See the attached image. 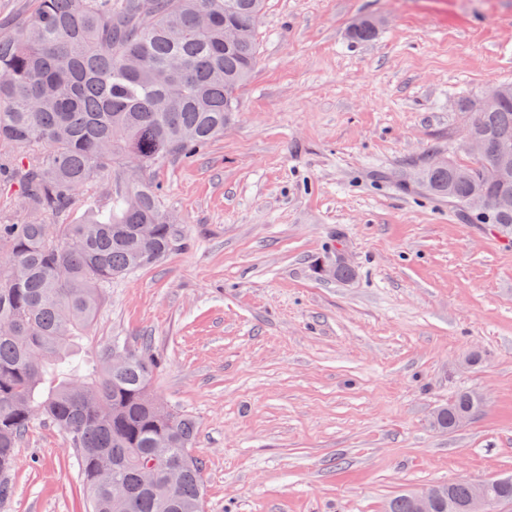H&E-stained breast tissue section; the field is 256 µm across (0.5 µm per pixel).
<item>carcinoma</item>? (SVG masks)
<instances>
[{
  "label": "carcinoma",
  "mask_w": 512,
  "mask_h": 512,
  "mask_svg": "<svg viewBox=\"0 0 512 512\" xmlns=\"http://www.w3.org/2000/svg\"><path fill=\"white\" fill-rule=\"evenodd\" d=\"M265 0H36L0 36V145L27 150L0 162L18 185L22 221L0 223V499L13 493L19 441L37 420L62 429L81 469L87 512H204L203 461L192 416L158 399L160 361L148 345L85 348V333L112 281L150 267L187 242L161 200L156 168L189 159L224 133L257 65ZM375 19L353 27L374 37ZM459 111L488 158L434 159L414 182L471 224L512 240V210H470V196L503 191L491 158L512 150V94L496 108ZM141 175L129 182L127 164ZM106 184L112 206L84 224L63 216L79 190ZM125 362L112 365V350ZM479 408L469 392L437 410L435 424ZM437 512H457L473 482L431 486ZM415 490L386 512H414Z\"/></svg>",
  "instance_id": "cac0c4a2"
}]
</instances>
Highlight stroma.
<instances>
[{
    "label": "stroma",
    "mask_w": 512,
    "mask_h": 512,
    "mask_svg": "<svg viewBox=\"0 0 512 512\" xmlns=\"http://www.w3.org/2000/svg\"><path fill=\"white\" fill-rule=\"evenodd\" d=\"M366 18L376 36L353 40ZM257 38L223 134L156 173L188 247L112 284L92 343L160 358L154 392L197 423L205 512H384L512 475V246L397 183L464 160L458 101L512 83V0H266ZM463 390L480 410L439 430ZM12 482L0 512L86 510L55 426L22 439ZM417 490H407L389 499L386 512H414V497ZM417 512H433V495L424 488L415 498Z\"/></svg>",
    "instance_id": "1"
}]
</instances>
